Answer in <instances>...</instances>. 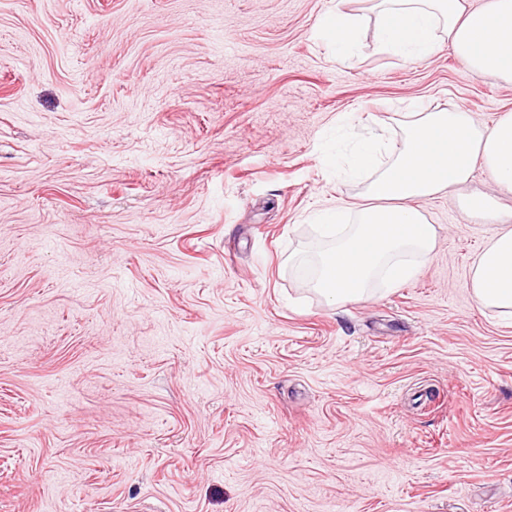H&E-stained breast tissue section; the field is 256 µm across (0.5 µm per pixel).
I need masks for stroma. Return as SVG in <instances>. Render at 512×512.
Segmentation results:
<instances>
[{"label": "stroma", "instance_id": "obj_1", "mask_svg": "<svg viewBox=\"0 0 512 512\" xmlns=\"http://www.w3.org/2000/svg\"><path fill=\"white\" fill-rule=\"evenodd\" d=\"M336 0H0V512H512L493 217L420 201L419 273L339 306L298 261L327 156L512 83L333 54ZM472 299L496 318L512 321V226L503 224L475 257L467 283Z\"/></svg>", "mask_w": 512, "mask_h": 512}]
</instances>
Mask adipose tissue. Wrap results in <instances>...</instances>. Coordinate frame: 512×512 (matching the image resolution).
I'll list each match as a JSON object with an SVG mask.
<instances>
[{"label": "adipose tissue", "instance_id": "obj_1", "mask_svg": "<svg viewBox=\"0 0 512 512\" xmlns=\"http://www.w3.org/2000/svg\"><path fill=\"white\" fill-rule=\"evenodd\" d=\"M350 2L340 0L320 21L337 55L351 50L368 12L383 52L416 61L447 47L468 71L512 82V0L477 7L468 0H363L361 11ZM478 170L512 192L511 112L487 127L458 106L424 110L400 125L394 149L381 136L360 140L348 174L364 204L351 224L342 223V210L324 213L321 230L332 246L318 256L312 290L339 304L369 296L380 274L397 284L414 277L437 238L418 201L460 189ZM467 286L479 307L512 321L511 225L476 256Z\"/></svg>", "mask_w": 512, "mask_h": 512}]
</instances>
